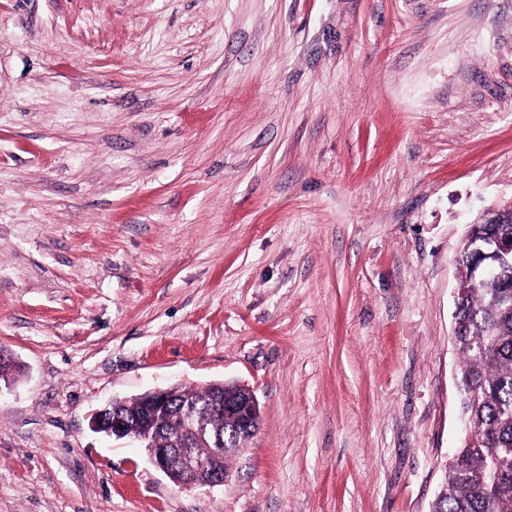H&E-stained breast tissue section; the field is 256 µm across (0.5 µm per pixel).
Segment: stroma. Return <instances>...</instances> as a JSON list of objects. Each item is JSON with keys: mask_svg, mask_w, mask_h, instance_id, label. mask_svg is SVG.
Returning a JSON list of instances; mask_svg holds the SVG:
<instances>
[{"mask_svg": "<svg viewBox=\"0 0 512 512\" xmlns=\"http://www.w3.org/2000/svg\"><path fill=\"white\" fill-rule=\"evenodd\" d=\"M512 0H0V512H430ZM252 386L184 489L93 412ZM177 385H172L168 387H158L152 390H149L141 395L143 398V406L141 417H155L157 413L164 410L168 405L171 399L172 388Z\"/></svg>", "mask_w": 512, "mask_h": 512, "instance_id": "1", "label": "stroma"}]
</instances>
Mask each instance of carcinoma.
<instances>
[{"label": "carcinoma", "mask_w": 512, "mask_h": 512, "mask_svg": "<svg viewBox=\"0 0 512 512\" xmlns=\"http://www.w3.org/2000/svg\"><path fill=\"white\" fill-rule=\"evenodd\" d=\"M463 365L461 405L472 427L466 444L455 450L448 480L432 503V512H512V269L502 278L472 289L459 308L457 336ZM235 382L203 387L181 385L174 391L172 414L140 425L163 448L182 430L178 412L196 411V419L211 432L207 447L195 453L210 458L233 423L212 407L224 388Z\"/></svg>", "instance_id": "cac0c4a2"}]
</instances>
